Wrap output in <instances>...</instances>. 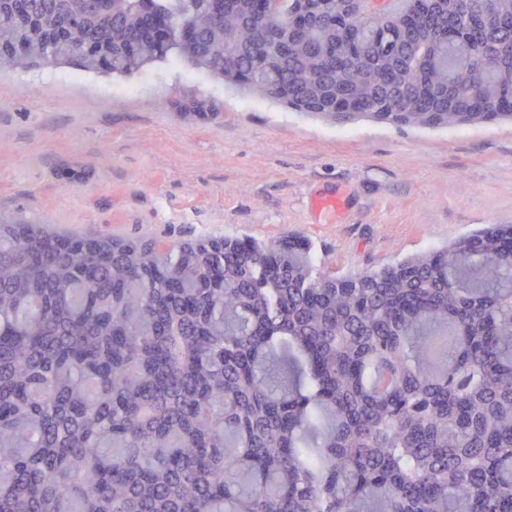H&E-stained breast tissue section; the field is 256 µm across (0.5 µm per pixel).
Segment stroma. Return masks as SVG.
I'll use <instances>...</instances> for the list:
<instances>
[{"instance_id": "stroma-1", "label": "stroma", "mask_w": 512, "mask_h": 512, "mask_svg": "<svg viewBox=\"0 0 512 512\" xmlns=\"http://www.w3.org/2000/svg\"><path fill=\"white\" fill-rule=\"evenodd\" d=\"M0 70V215L67 234L309 243L358 273L512 225V123L333 125L176 59L124 78ZM206 115L182 114L188 99ZM337 197L321 215L312 199Z\"/></svg>"}]
</instances>
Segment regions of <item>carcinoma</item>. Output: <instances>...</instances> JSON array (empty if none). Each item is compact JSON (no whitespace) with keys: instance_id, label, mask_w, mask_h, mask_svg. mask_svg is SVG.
<instances>
[{"instance_id":"1","label":"carcinoma","mask_w":512,"mask_h":512,"mask_svg":"<svg viewBox=\"0 0 512 512\" xmlns=\"http://www.w3.org/2000/svg\"><path fill=\"white\" fill-rule=\"evenodd\" d=\"M342 2L264 80L257 0H0V68L175 57L328 122L512 121V0ZM0 512H512V225L338 275L287 235L0 217Z\"/></svg>"}]
</instances>
